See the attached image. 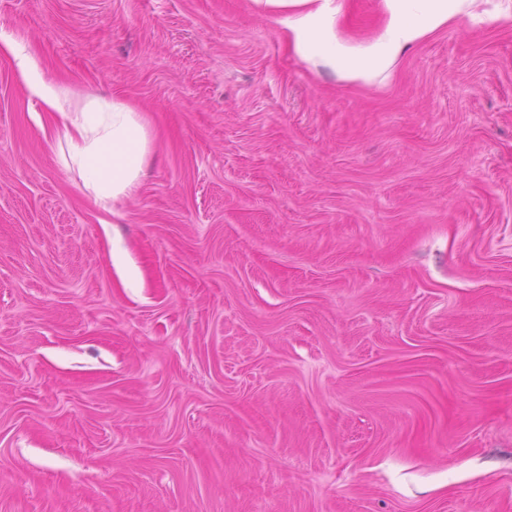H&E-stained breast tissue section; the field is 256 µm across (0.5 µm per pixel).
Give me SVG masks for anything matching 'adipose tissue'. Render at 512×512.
I'll use <instances>...</instances> for the list:
<instances>
[{
  "label": "adipose tissue",
  "instance_id": "obj_1",
  "mask_svg": "<svg viewBox=\"0 0 512 512\" xmlns=\"http://www.w3.org/2000/svg\"><path fill=\"white\" fill-rule=\"evenodd\" d=\"M289 8L284 24L296 51L313 66H322L350 81H370L388 70L403 51L425 35L465 13L472 0H382L386 24L371 43L354 47L338 37L335 0H267ZM32 95L54 113V133L64 143L60 155L77 170L96 204L108 206L135 185L148 151L144 125L126 103L91 99L67 108L65 88L45 84L35 67L20 61Z\"/></svg>",
  "mask_w": 512,
  "mask_h": 512
}]
</instances>
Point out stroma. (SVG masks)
Instances as JSON below:
<instances>
[{"instance_id":"35a3bbf8","label":"stroma","mask_w":512,"mask_h":512,"mask_svg":"<svg viewBox=\"0 0 512 512\" xmlns=\"http://www.w3.org/2000/svg\"><path fill=\"white\" fill-rule=\"evenodd\" d=\"M284 15L0 0V512H512V0L368 84ZM19 52L141 118L109 209Z\"/></svg>"}]
</instances>
